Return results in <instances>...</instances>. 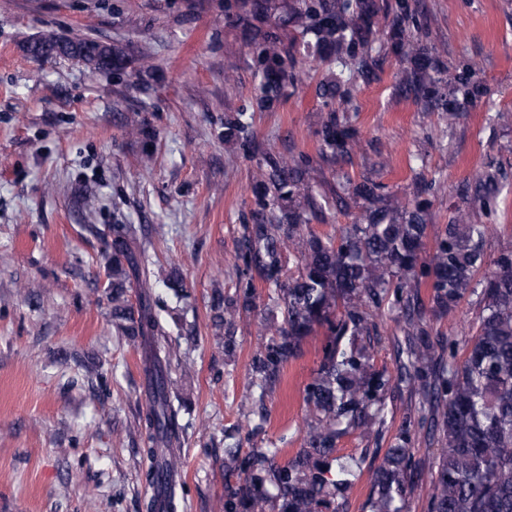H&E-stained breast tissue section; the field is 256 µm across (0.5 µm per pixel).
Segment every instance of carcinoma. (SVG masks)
<instances>
[{
  "instance_id": "obj_1",
  "label": "carcinoma",
  "mask_w": 512,
  "mask_h": 512,
  "mask_svg": "<svg viewBox=\"0 0 512 512\" xmlns=\"http://www.w3.org/2000/svg\"><path fill=\"white\" fill-rule=\"evenodd\" d=\"M224 26L240 30L256 83L250 107L224 113V145L255 161V174L250 218L239 225L234 292L215 290L211 305L228 351L244 330L243 315L259 318L264 340L253 349L241 402L256 405L254 388L275 385L306 337L321 327L330 333L304 389L312 420L303 448L282 467L273 466L277 449L253 450L248 486L229 491L224 512H270L274 500L280 512H339L361 462L333 457L337 442L349 430L366 436L384 426L394 380L418 395V407L399 443L372 471L370 512H402L401 503L426 488L430 512H512V242L501 246L496 271L476 279L492 225L474 222L467 206L434 232L426 262L430 217L424 203L386 204L380 186L369 180L349 184L342 195H317L310 159L260 149L253 130L255 113L274 112L283 103L297 67L318 61L327 66L317 84L321 158L331 167L348 163L357 142L347 115L353 92L359 79H380L384 46L399 66L400 91L426 112L445 113L450 128L487 94L479 63L464 57L446 67L444 48L424 41L429 21L418 0H224ZM26 52L36 60H83L117 80L131 63L124 48L87 38H39L27 43ZM472 181L478 201L490 208L494 173L477 169ZM333 206L356 210L353 222L333 234L316 233L312 224L324 221ZM137 232L133 224L112 225V325L146 347V454L171 478L180 471L182 445L168 372L175 352L146 291L150 270L137 251ZM134 279L145 288L135 305L127 298ZM472 296L481 316L460 355L448 340L432 337L430 316H446ZM384 307L397 313L407 336L395 377L370 364L375 317ZM417 434L437 444L424 479L411 473ZM268 474L273 495L257 489Z\"/></svg>"
}]
</instances>
